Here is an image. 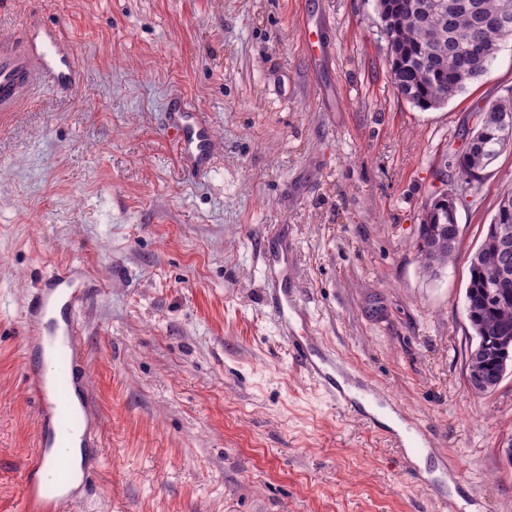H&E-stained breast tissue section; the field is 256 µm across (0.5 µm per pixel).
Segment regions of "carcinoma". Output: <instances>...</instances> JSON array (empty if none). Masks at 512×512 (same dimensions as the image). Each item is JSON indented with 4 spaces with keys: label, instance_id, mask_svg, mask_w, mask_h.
<instances>
[{
    "label": "carcinoma",
    "instance_id": "1",
    "mask_svg": "<svg viewBox=\"0 0 512 512\" xmlns=\"http://www.w3.org/2000/svg\"><path fill=\"white\" fill-rule=\"evenodd\" d=\"M391 6L388 41L400 47L391 60L393 87L421 110L437 109L485 75L502 38L512 37V0H378L377 8ZM490 120L473 131V154L457 162L458 178L481 182L486 168L482 157L496 158L506 143L496 127V114L512 113V98L481 107ZM512 229V209L496 211L479 250L470 258L465 313L476 338L494 335L512 323V290L490 298L499 256L489 242L493 229ZM432 218H423L418 250L426 271L446 264L457 250L438 254L431 250Z\"/></svg>",
    "mask_w": 512,
    "mask_h": 512
}]
</instances>
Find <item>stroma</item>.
<instances>
[{
  "label": "stroma",
  "mask_w": 512,
  "mask_h": 512,
  "mask_svg": "<svg viewBox=\"0 0 512 512\" xmlns=\"http://www.w3.org/2000/svg\"><path fill=\"white\" fill-rule=\"evenodd\" d=\"M32 15L59 26L82 82L32 83L0 112V512H18L37 435L20 311L65 265L97 285L78 321L102 444L72 512H512V372L478 394L464 368L469 262L512 193V149L478 189L456 169L471 114L512 94V38L424 111L393 87L376 0H0V43ZM173 95L213 129L206 174L166 134ZM444 191L460 242L432 275L417 228ZM274 231L307 316L295 332L420 425L414 465L394 428L293 364L263 297ZM446 477L462 506L426 489Z\"/></svg>",
  "instance_id": "1"
}]
</instances>
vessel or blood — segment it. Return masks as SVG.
Wrapping results in <instances>:
<instances>
[{
    "mask_svg": "<svg viewBox=\"0 0 512 512\" xmlns=\"http://www.w3.org/2000/svg\"><path fill=\"white\" fill-rule=\"evenodd\" d=\"M60 92L80 83L81 69L59 27L32 19L19 44H0V107L10 105L32 74ZM169 130L186 171L207 173L213 159V131L185 98L168 102ZM290 255L284 244H268L263 264L267 304L288 340L293 362L336 405L362 415L376 406L372 389L356 383L346 365L310 337L293 333L299 305L288 286ZM95 291L92 281L75 284L68 269L48 275L44 286L20 312L35 332L22 352L24 374L37 403L38 430L33 460L20 473L21 512H70L87 493L101 460L98 410L90 395L77 314ZM78 446L79 454L57 464L59 452Z\"/></svg>",
    "mask_w": 512,
    "mask_h": 512,
    "instance_id": "obj_1",
    "label": "vessel or blood"
}]
</instances>
